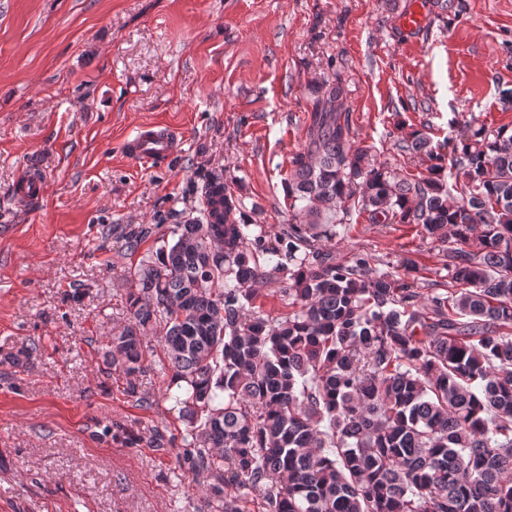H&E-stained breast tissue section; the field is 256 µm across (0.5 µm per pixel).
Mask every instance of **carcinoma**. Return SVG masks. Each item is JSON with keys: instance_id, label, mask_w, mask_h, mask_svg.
<instances>
[{"instance_id": "carcinoma-1", "label": "carcinoma", "mask_w": 512, "mask_h": 512, "mask_svg": "<svg viewBox=\"0 0 512 512\" xmlns=\"http://www.w3.org/2000/svg\"><path fill=\"white\" fill-rule=\"evenodd\" d=\"M324 86L292 157L291 222L251 233L216 175L202 216L140 261L112 366L127 392L162 330L190 429L178 466L208 480L211 512H512V128L475 129L449 165L413 131L428 174L400 176L352 142ZM448 240V289L423 298L417 262L372 273L314 247L352 211ZM288 276V311L264 281Z\"/></svg>"}]
</instances>
